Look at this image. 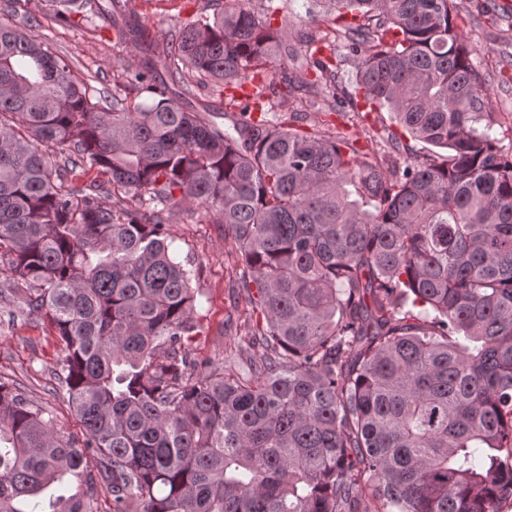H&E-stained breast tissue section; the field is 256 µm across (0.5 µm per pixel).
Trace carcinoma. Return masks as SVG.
I'll list each match as a JSON object with an SVG mask.
<instances>
[{
	"mask_svg": "<svg viewBox=\"0 0 512 512\" xmlns=\"http://www.w3.org/2000/svg\"><path fill=\"white\" fill-rule=\"evenodd\" d=\"M0 8V298L24 295L62 345L83 426L0 382V512H499L512 500V154L453 0H324L373 108L436 151L398 165L293 127L271 98L330 112L336 61L255 88L220 128L187 78L252 84L290 55L275 0H224L129 88L93 98L70 62ZM121 41L139 24L113 22ZM259 116H254V113ZM65 158V165L57 157ZM94 170L96 185L64 173ZM180 195H175V192ZM224 225L258 320L248 374L202 366L203 315L166 214Z\"/></svg>",
	"mask_w": 512,
	"mask_h": 512,
	"instance_id": "obj_1",
	"label": "carcinoma"
}]
</instances>
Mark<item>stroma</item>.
Listing matches in <instances>:
<instances>
[{"label":"stroma","mask_w":512,"mask_h":512,"mask_svg":"<svg viewBox=\"0 0 512 512\" xmlns=\"http://www.w3.org/2000/svg\"><path fill=\"white\" fill-rule=\"evenodd\" d=\"M459 13L469 15L467 38L474 52L473 65L483 74L490 94V110L502 128L512 127V12L500 0H454ZM122 12L144 28L149 42L178 38L183 24L199 13H213L215 0H118ZM291 32L325 37V51L341 57L336 74L338 91L354 94V68L344 59L342 41L327 37L321 0H286ZM25 10L40 24L32 33L58 55L68 58L93 92L135 98L125 86L124 69L140 64L141 45L120 42L106 14L95 4L85 5L72 18L57 17L53 0H26ZM302 127L346 134L355 148L393 153L398 161L424 159L426 146L402 134L389 112L367 111L364 103L345 106L342 113L309 109ZM168 231L182 262L193 272L192 285L201 293L202 329L191 342L190 355L198 363L224 364L230 353L246 349L252 329V306L247 292L237 285L242 269L223 225L201 220L192 206L173 209ZM19 299L0 301V380L19 388L24 396L46 408L56 427L81 438L83 426L57 380L61 346L47 320L19 311Z\"/></svg>","instance_id":"stroma-1"}]
</instances>
